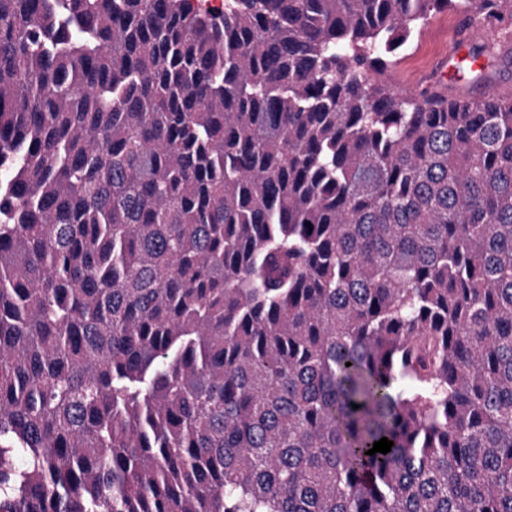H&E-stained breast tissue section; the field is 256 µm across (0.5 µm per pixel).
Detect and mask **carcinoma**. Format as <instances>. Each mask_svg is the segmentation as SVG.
Segmentation results:
<instances>
[{"label": "carcinoma", "instance_id": "obj_1", "mask_svg": "<svg viewBox=\"0 0 512 512\" xmlns=\"http://www.w3.org/2000/svg\"><path fill=\"white\" fill-rule=\"evenodd\" d=\"M448 10L0 0V512H512V99L373 77Z\"/></svg>", "mask_w": 512, "mask_h": 512}]
</instances>
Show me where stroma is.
Masks as SVG:
<instances>
[{"mask_svg":"<svg viewBox=\"0 0 512 512\" xmlns=\"http://www.w3.org/2000/svg\"><path fill=\"white\" fill-rule=\"evenodd\" d=\"M485 45L479 60L449 66L448 56L465 31ZM384 82L398 93L435 94L451 99L484 94L512 98V25H470L452 11L433 14L387 67Z\"/></svg>","mask_w":512,"mask_h":512,"instance_id":"obj_1","label":"stroma"}]
</instances>
